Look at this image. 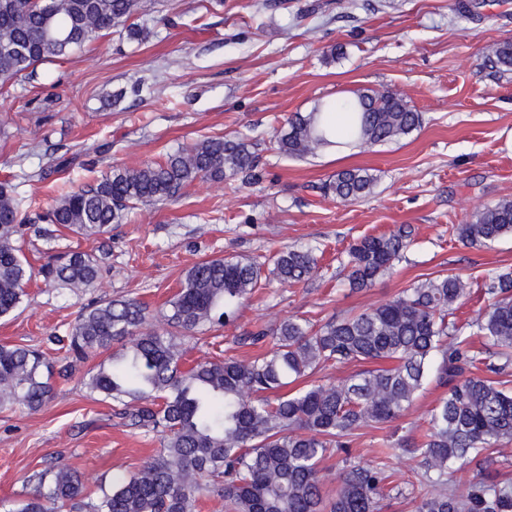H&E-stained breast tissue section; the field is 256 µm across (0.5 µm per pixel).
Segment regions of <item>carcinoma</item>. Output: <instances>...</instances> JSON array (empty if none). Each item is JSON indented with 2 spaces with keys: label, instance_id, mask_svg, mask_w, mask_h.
I'll use <instances>...</instances> for the list:
<instances>
[{
  "label": "carcinoma",
  "instance_id": "1",
  "mask_svg": "<svg viewBox=\"0 0 512 512\" xmlns=\"http://www.w3.org/2000/svg\"><path fill=\"white\" fill-rule=\"evenodd\" d=\"M141 0H0V81L30 79L38 65L62 60L103 33L122 28L133 39L144 30L130 19ZM495 67L512 72V40L489 48ZM334 103L295 113L277 137L280 154L307 159L341 144L370 148L400 141L421 129L422 113L390 91L362 89L345 102L351 122L338 136L329 114ZM257 180L253 145L244 137H205L162 161L138 168L115 167L93 183L61 194L39 219L82 237L102 236L126 212L142 204L173 201L197 180L216 183ZM377 176L363 168L336 173L323 195L357 203L373 193ZM23 199L0 184V318L11 315L33 277L21 257L26 229ZM449 232L472 246H489L512 234V198H502L453 224ZM403 228L365 237L348 252L353 289L370 287L388 273L408 246ZM101 258L81 251L43 264L38 274L51 284L86 288L98 278ZM317 270L314 249L287 248L263 269L244 259L215 258L189 268L168 300L167 329L147 330L151 318L136 299L100 300L70 325L66 357L107 355L89 370L85 386L121 408L128 425L161 434V445L143 468L112 479L93 498L66 468L52 478L36 475V489L6 512H197L204 492L224 498V512H378L390 475L386 463L352 465L336 495H322L319 463L333 448L349 453L345 438L371 424L405 415L441 357L439 379L446 396L432 410L423 442L419 481L445 484L448 470L471 464L478 475L467 492L425 495L416 512H512V484L496 480L484 452L512 442V391L480 375L512 368V272H491L483 283L491 296L475 321L484 338L475 348L448 319L468 294L456 274L421 281L395 299L315 329L288 318L275 329L268 351L250 361L206 360L184 369V342L200 329L224 325L232 309L261 287L263 278L295 287ZM393 361L362 370L340 384H311L294 394L278 391L312 376L328 362ZM54 372L45 353L0 344V408L41 410L53 394Z\"/></svg>",
  "mask_w": 512,
  "mask_h": 512
}]
</instances>
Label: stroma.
Returning <instances> with one entry per match:
<instances>
[{"mask_svg": "<svg viewBox=\"0 0 512 512\" xmlns=\"http://www.w3.org/2000/svg\"><path fill=\"white\" fill-rule=\"evenodd\" d=\"M143 0L134 20L145 41L111 30L65 59L38 65L33 79L0 89V183L31 200L24 252L33 267L70 251L103 257L96 283L74 292L34 278L20 306L0 319V343L29 345L49 360V336L80 308L135 298L163 330L159 312L187 269L216 257L264 261L284 247L315 248L319 270L305 283H270L239 304L222 327L188 343L185 365L247 360L263 353L244 338L287 318L318 325L392 300L419 281L457 274L472 284L455 313L473 321L489 303L490 272L512 271V236L472 246L450 235L483 207L512 197V74L498 73L488 45L512 40V0ZM373 88L404 96L423 115L410 137L366 149L329 148L308 159L278 153L275 139L297 112ZM251 141L260 182L197 181L177 200L141 205L97 238L46 236L38 218L65 191L112 167L159 161L207 136ZM360 167L378 178L355 204L322 196L336 171ZM45 179H34L36 171ZM411 246L366 289L347 281V250L398 228ZM92 357L69 381H54L40 411L0 410V503L18 507L32 475L64 466L88 490L97 480L143 467L159 446L132 428L112 402L83 384ZM445 387L427 377L401 419L356 430L350 450L321 464L333 497L348 464L384 459L395 491L380 512H414L429 485L416 478L407 444L423 440Z\"/></svg>", "mask_w": 512, "mask_h": 512, "instance_id": "stroma-1", "label": "stroma"}]
</instances>
